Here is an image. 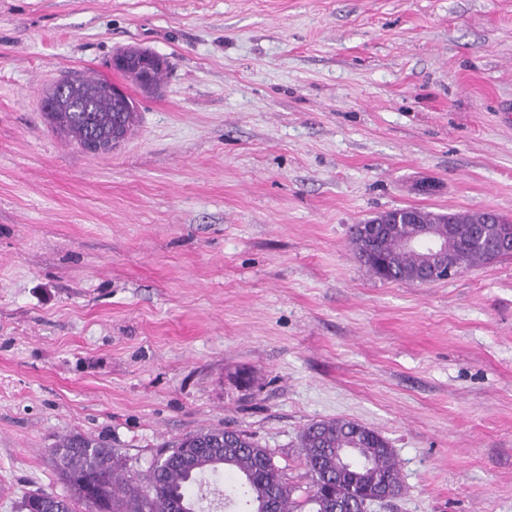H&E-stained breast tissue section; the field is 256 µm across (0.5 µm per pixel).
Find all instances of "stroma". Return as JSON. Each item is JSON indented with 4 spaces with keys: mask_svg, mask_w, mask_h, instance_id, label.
<instances>
[{
    "mask_svg": "<svg viewBox=\"0 0 512 512\" xmlns=\"http://www.w3.org/2000/svg\"><path fill=\"white\" fill-rule=\"evenodd\" d=\"M71 72L137 103L110 154L43 115ZM408 206L512 220V0H0V512L73 434L142 474L241 429L299 481L336 418L395 451L371 512H512V256L381 281L349 228ZM127 51L129 57L126 59L122 66H116L115 69L120 71L132 84L140 88L146 94H153L158 91L164 71L166 69V62L160 56L153 58L146 56L144 53L149 50L144 49H128L120 53L122 55ZM147 71V79H141V72Z\"/></svg>",
    "mask_w": 512,
    "mask_h": 512,
    "instance_id": "1",
    "label": "stroma"
}]
</instances>
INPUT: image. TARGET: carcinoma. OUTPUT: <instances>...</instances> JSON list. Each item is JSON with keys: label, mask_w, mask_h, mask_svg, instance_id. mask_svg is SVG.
Masks as SVG:
<instances>
[{"label": "carcinoma", "mask_w": 512, "mask_h": 512, "mask_svg": "<svg viewBox=\"0 0 512 512\" xmlns=\"http://www.w3.org/2000/svg\"><path fill=\"white\" fill-rule=\"evenodd\" d=\"M125 63L116 67L146 94L158 91L166 62L144 56L143 49L128 50ZM109 81L91 75L75 77L67 94L52 84L42 103L54 105L46 113L49 125L77 147L90 137L98 153L109 154L117 145L116 135L130 134L139 122L132 100L119 104L108 94ZM454 227V246L463 269L509 256V249L489 251L473 245L476 226L488 224L489 212L477 220L469 214H438ZM417 233L414 224H398L393 230L376 231L374 247L364 266L377 278L390 282H413L408 271L421 255L401 248L403 238ZM300 454L307 486L289 481L263 448L244 431L210 428L190 433L167 448L164 460H154L145 477L130 474L127 463L103 439L73 435L50 449L57 470L70 495L39 491L26 497L21 512H42L40 505L50 500L52 512H73V500L87 512H203L204 478L227 476L224 502L240 512H368L369 498L384 484L400 495L403 485L398 463L388 442L378 432L347 419L312 422L300 436ZM85 478H99L93 497H87Z\"/></svg>", "instance_id": "1"}]
</instances>
